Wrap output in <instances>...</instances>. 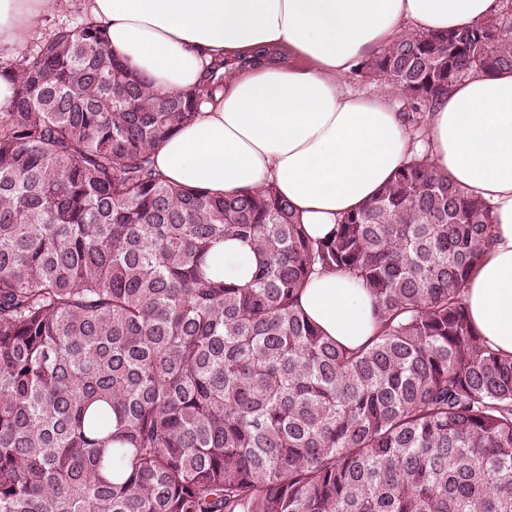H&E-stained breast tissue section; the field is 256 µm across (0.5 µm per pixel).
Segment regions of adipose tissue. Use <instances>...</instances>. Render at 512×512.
<instances>
[{
    "mask_svg": "<svg viewBox=\"0 0 512 512\" xmlns=\"http://www.w3.org/2000/svg\"><path fill=\"white\" fill-rule=\"evenodd\" d=\"M65 0H0V49L23 54L41 14ZM108 49L157 87L200 86L214 59L241 57L154 153L160 175L218 196L276 187L315 239L326 237L405 164L412 140L389 90L347 76L402 33L481 23L497 0H88ZM433 166L492 209V245L463 301L480 336L512 353V70L471 74L430 103ZM212 264L247 279L252 250L227 240ZM300 305L356 348L374 335L373 298L350 277L312 276Z\"/></svg>",
    "mask_w": 512,
    "mask_h": 512,
    "instance_id": "1",
    "label": "adipose tissue"
}]
</instances>
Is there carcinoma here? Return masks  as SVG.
Here are the masks:
<instances>
[{"instance_id":"carcinoma-1","label":"carcinoma","mask_w":512,"mask_h":512,"mask_svg":"<svg viewBox=\"0 0 512 512\" xmlns=\"http://www.w3.org/2000/svg\"><path fill=\"white\" fill-rule=\"evenodd\" d=\"M417 112L512 69V14L401 35L362 64ZM0 116V512H512V354L461 290L481 198L414 158L310 238L272 188L168 183L154 151L208 88L154 87L103 26L19 58ZM250 245L247 282L213 247ZM374 299L347 348L299 304L317 271Z\"/></svg>"}]
</instances>
